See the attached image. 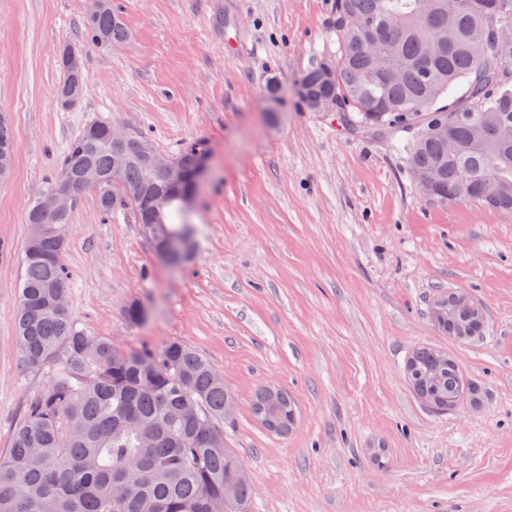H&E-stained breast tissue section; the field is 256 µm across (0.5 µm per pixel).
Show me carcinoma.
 <instances>
[{
	"label": "carcinoma",
	"instance_id": "1",
	"mask_svg": "<svg viewBox=\"0 0 512 512\" xmlns=\"http://www.w3.org/2000/svg\"><path fill=\"white\" fill-rule=\"evenodd\" d=\"M472 2L454 14L447 0H333L330 24L340 51L302 73L300 95L310 112L315 94L329 95L332 114L353 133L416 130L408 166L433 177L435 198L512 210V56L495 59L490 39L502 3L512 19V0ZM87 27L97 43L127 39L112 0H103ZM324 63L333 68L327 82ZM438 120L448 122V136L430 133ZM108 126L96 122L75 136L58 172L77 180L94 174L87 188L101 209H129L148 237L192 233L181 199L156 205L166 188L141 161L165 153L132 139L117 166ZM477 126L494 135L476 140ZM13 151L12 130L1 118L0 158L13 159ZM208 153L206 140L193 139L175 161L191 172ZM72 212L47 217L36 199L26 214L17 341L23 368L48 367L54 378L27 405L0 458V512H144L148 504L156 512H248L252 484L236 480L245 465L224 446V403L233 395L224 375L178 341L160 350H119L52 306L56 294H70L58 228ZM406 371L412 389L430 400L457 397L456 378L434 347L416 348ZM229 481L234 493L226 500Z\"/></svg>",
	"mask_w": 512,
	"mask_h": 512
}]
</instances>
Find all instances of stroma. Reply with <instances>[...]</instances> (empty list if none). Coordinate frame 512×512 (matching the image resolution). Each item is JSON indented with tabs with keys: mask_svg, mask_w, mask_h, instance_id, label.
<instances>
[{
	"mask_svg": "<svg viewBox=\"0 0 512 512\" xmlns=\"http://www.w3.org/2000/svg\"><path fill=\"white\" fill-rule=\"evenodd\" d=\"M331 2L112 0L128 38L109 46L86 35L95 0H0V116L15 141L0 180V456L52 377L22 367L16 339L26 210L68 143L106 121L171 156L193 138L211 153L176 267L130 211L80 195L62 255L69 311L118 349L179 341L223 373L250 512H512V211L425 196L407 134L354 136L307 110L299 78L338 48ZM66 44L86 74L70 108L56 98ZM455 290L482 304V337L436 328L433 303ZM425 343L459 358L474 401L437 414L414 397L404 361ZM267 384L295 402L288 434L253 415Z\"/></svg>",
	"mask_w": 512,
	"mask_h": 512,
	"instance_id": "obj_1",
	"label": "stroma"
}]
</instances>
